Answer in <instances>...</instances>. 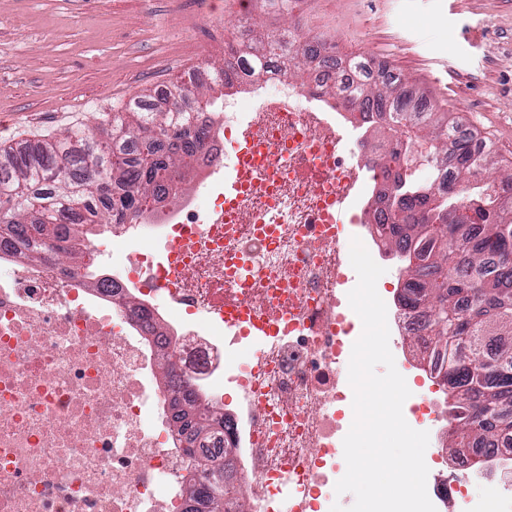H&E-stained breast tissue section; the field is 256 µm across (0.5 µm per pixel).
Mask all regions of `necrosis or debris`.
Listing matches in <instances>:
<instances>
[{"label": "necrosis or debris", "instance_id": "4bbe7bcc", "mask_svg": "<svg viewBox=\"0 0 512 512\" xmlns=\"http://www.w3.org/2000/svg\"><path fill=\"white\" fill-rule=\"evenodd\" d=\"M350 52L338 66L313 62L307 82L243 66L233 83L255 86L231 113L230 136L254 129L287 156L239 200L240 223H224L223 170L236 157L223 136L194 151L191 172L210 185L171 203L144 206L114 233L112 248L79 240L71 275L19 261L0 246V512H184L195 460L177 432L173 400L223 401L233 388L225 448L246 489L240 512H330L347 470L343 439L353 419L348 364L354 339L343 229L326 209L363 227L371 241L389 228L359 201L373 160L335 111L314 105L308 85L348 95ZM233 253L239 279H224ZM261 299L285 308L275 335L255 341L228 329L227 305ZM391 335L436 379L427 318L413 301L387 306ZM180 366L166 376L160 348Z\"/></svg>", "mask_w": 512, "mask_h": 512}]
</instances>
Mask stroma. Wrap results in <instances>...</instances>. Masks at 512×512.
Returning a JSON list of instances; mask_svg holds the SVG:
<instances>
[{"label": "stroma", "instance_id": "1", "mask_svg": "<svg viewBox=\"0 0 512 512\" xmlns=\"http://www.w3.org/2000/svg\"><path fill=\"white\" fill-rule=\"evenodd\" d=\"M246 0H0V147L125 111L224 62ZM303 27L386 62L512 172V0H306Z\"/></svg>", "mask_w": 512, "mask_h": 512}]
</instances>
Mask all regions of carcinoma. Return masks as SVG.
<instances>
[{
    "mask_svg": "<svg viewBox=\"0 0 512 512\" xmlns=\"http://www.w3.org/2000/svg\"><path fill=\"white\" fill-rule=\"evenodd\" d=\"M262 4L293 24L281 34L259 36L249 20L241 21L236 43L224 52V66L212 70V84L224 86L245 63L259 69L278 62L293 75L305 73L317 58L329 68L336 65V45L302 32L294 0ZM350 64L357 82L344 108L378 113V124L390 133L389 151L374 160L391 181L380 190V197H389L388 243L403 263L404 292L429 308L427 335L444 367L448 418L460 435L454 447L500 436L512 443V375L497 368L506 360L512 371V344L502 343L491 328L497 319L512 321V289L501 288L499 262L502 244L512 238V175L480 185L489 173L488 155L472 147L469 138L456 136L458 127L448 113L430 104L425 112L411 106L391 72L379 77L382 88L375 89L364 60L353 58ZM192 125V113L178 108L141 112L131 106L104 115L91 129L5 150L0 199H8L10 209L0 217V243L22 245L23 257L31 262L46 261L51 251L62 271L78 268L82 254L72 240L88 236L82 227L98 218L131 222L144 202L166 198L167 180L182 173L192 148L203 145L199 137H190ZM427 142V165L434 173L442 167L439 154L456 155L467 173L459 190L450 186L445 193L435 181H421L400 166L414 146ZM459 209L470 211L472 219L448 223V214ZM174 418L179 430L190 428L197 438L224 426V416H206L194 400L178 408ZM185 451L198 456L200 471L186 479L188 501L223 512L226 500L236 496L234 482L224 477L229 464H216L215 455L198 454L191 445Z\"/></svg>",
    "mask_w": 512,
    "mask_h": 512,
    "instance_id": "carcinoma-1",
    "label": "carcinoma"
}]
</instances>
